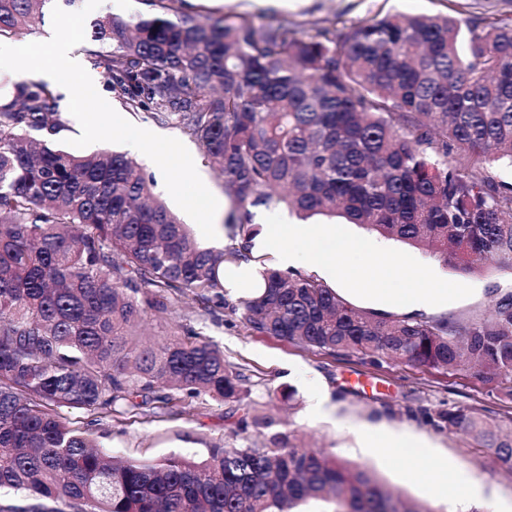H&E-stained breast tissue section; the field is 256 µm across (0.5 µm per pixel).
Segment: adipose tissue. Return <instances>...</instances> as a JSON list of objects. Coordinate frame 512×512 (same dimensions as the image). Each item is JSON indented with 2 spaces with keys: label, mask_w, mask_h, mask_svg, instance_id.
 I'll return each instance as SVG.
<instances>
[{
  "label": "adipose tissue",
  "mask_w": 512,
  "mask_h": 512,
  "mask_svg": "<svg viewBox=\"0 0 512 512\" xmlns=\"http://www.w3.org/2000/svg\"><path fill=\"white\" fill-rule=\"evenodd\" d=\"M366 448L385 452L401 462L413 476H429V487L434 495L446 498L448 512H471L481 498V487L462 470H449L447 465H436L427 444L408 435H389L376 430L364 434Z\"/></svg>",
  "instance_id": "ef3b65f1"
}]
</instances>
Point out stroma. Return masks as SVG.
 <instances>
[{"label": "stroma", "mask_w": 512, "mask_h": 512, "mask_svg": "<svg viewBox=\"0 0 512 512\" xmlns=\"http://www.w3.org/2000/svg\"><path fill=\"white\" fill-rule=\"evenodd\" d=\"M199 18L246 14L255 22L291 21L309 33L330 27L335 18L351 22L376 14L450 15L468 24L489 15L512 18V0H192ZM127 121L146 125L162 136L180 140L192 155L196 169L215 196H223L222 178L213 169L198 143L176 125L162 123L148 112H126ZM450 281L472 286V296L449 303L451 320H467L488 314L494 298L512 291V270L486 263L476 274L449 271ZM227 309L204 311L192 299H184L177 314L190 315L196 330L217 342L226 361L248 379L249 401L279 417L284 430L301 443L321 448L364 466L385 487L403 498L424 503L434 512H447L446 502L432 498L423 481L412 480L401 465L381 453L366 452L360 434L371 428L404 433L422 440L449 468L470 472L483 486L487 499L501 512H512V471L492 461V452L471 438L440 430L426 423L417 411L448 406L475 409L490 421L512 419V401L502 389L485 384L465 370L445 371L425 366L385 363L375 366L358 359L334 358L273 336L250 333L232 305L241 295L227 290ZM322 383L330 399L331 413L309 418L312 382ZM294 390L287 401L283 391ZM243 410L234 403L180 404L173 418H130L95 429V437L107 452L129 460H153L170 454L206 457L210 446L231 442V430Z\"/></svg>", "instance_id": "1"}]
</instances>
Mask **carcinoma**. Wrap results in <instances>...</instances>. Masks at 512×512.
I'll list each match as a JSON object with an SVG mask.
<instances>
[{"label": "carcinoma", "mask_w": 512, "mask_h": 512, "mask_svg": "<svg viewBox=\"0 0 512 512\" xmlns=\"http://www.w3.org/2000/svg\"><path fill=\"white\" fill-rule=\"evenodd\" d=\"M44 0H0V40ZM90 24L92 66L133 112L178 123L224 178L228 241L201 248L126 153L55 145L60 96L16 85L0 104V512H432L366 470L300 448L268 414L240 443L197 461L116 459L92 427L184 402L236 403L245 377L191 318L147 342L138 328L190 297L228 306L224 267L251 259L252 209L340 217L471 273L512 270V19L462 27L446 16H372L305 34L239 16L201 21L186 0ZM241 301L257 336L373 365L408 363L486 384L512 379V292L483 318L448 321L356 307L319 278L261 263ZM75 412L85 420H73ZM418 413L494 451L512 470V425L475 409ZM259 428L248 434L249 425Z\"/></svg>", "instance_id": "obj_1"}]
</instances>
